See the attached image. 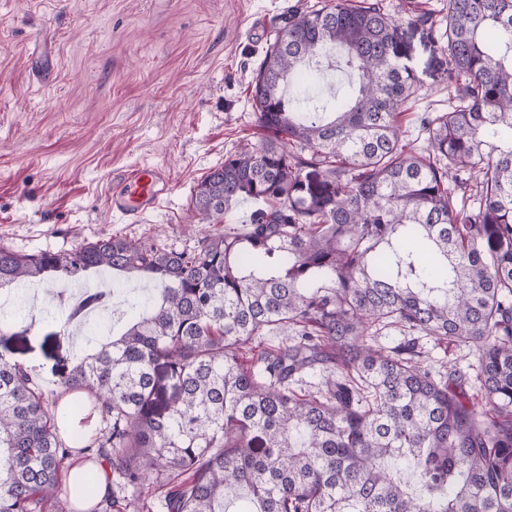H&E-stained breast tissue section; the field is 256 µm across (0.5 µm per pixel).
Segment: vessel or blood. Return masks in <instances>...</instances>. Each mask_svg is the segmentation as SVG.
I'll list each match as a JSON object with an SVG mask.
<instances>
[{
	"instance_id": "vessel-or-blood-1",
	"label": "vessel or blood",
	"mask_w": 512,
	"mask_h": 512,
	"mask_svg": "<svg viewBox=\"0 0 512 512\" xmlns=\"http://www.w3.org/2000/svg\"><path fill=\"white\" fill-rule=\"evenodd\" d=\"M120 191L111 195L110 206L125 216L135 217L157 207L168 188V177L161 168L144 165L121 173Z\"/></svg>"
}]
</instances>
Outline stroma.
<instances>
[{"mask_svg": "<svg viewBox=\"0 0 512 512\" xmlns=\"http://www.w3.org/2000/svg\"><path fill=\"white\" fill-rule=\"evenodd\" d=\"M328 0H0V246L68 251L112 234L180 250L193 246L194 188L225 155L260 137L250 102L263 52L293 6ZM416 91L400 116L405 139L422 143L419 118L447 100V55L413 31L408 61ZM165 170L170 192L136 220L113 212L109 189L123 170ZM34 327L5 354L35 367L48 399L52 367L68 341L51 294L0 292V320ZM426 363L467 371L475 349L429 336Z\"/></svg>", "mask_w": 512, "mask_h": 512, "instance_id": "obj_1", "label": "stroma"}]
</instances>
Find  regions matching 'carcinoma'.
<instances>
[{"mask_svg":"<svg viewBox=\"0 0 512 512\" xmlns=\"http://www.w3.org/2000/svg\"><path fill=\"white\" fill-rule=\"evenodd\" d=\"M448 54V105L398 122L416 75L410 42L379 0L288 12L251 99L262 143L197 184L212 224L243 199L241 230L181 251L106 235L66 252L0 247V291L115 271L153 294L119 337L57 357L73 415L107 433L74 437L136 492L173 475L167 512H224L243 486L256 512H512V0H446L417 17ZM345 96L304 110L286 89L330 48ZM102 280L53 298L67 321L113 307ZM386 326L410 338L371 343ZM291 340L243 360L251 341ZM478 353L479 390L457 366L419 360L412 335ZM336 374L298 393L308 370ZM33 370L0 353V512H44L70 447ZM76 495L93 501L90 472Z\"/></svg>","mask_w":512,"mask_h":512,"instance_id":"cac0c4a2","label":"carcinoma"}]
</instances>
